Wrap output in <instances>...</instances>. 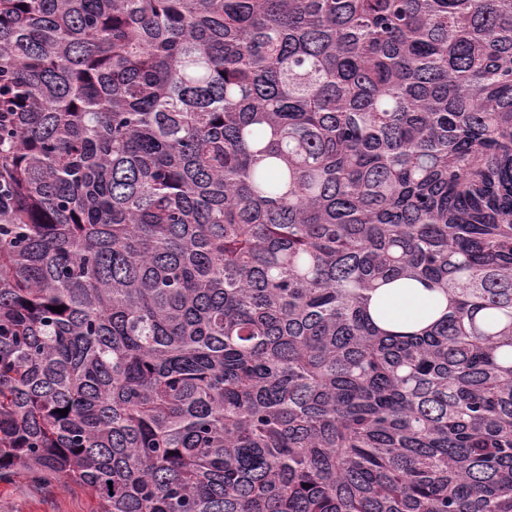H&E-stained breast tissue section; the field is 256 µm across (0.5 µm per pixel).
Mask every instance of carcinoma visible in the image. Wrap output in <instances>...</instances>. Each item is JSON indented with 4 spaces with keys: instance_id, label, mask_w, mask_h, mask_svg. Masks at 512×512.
Wrapping results in <instances>:
<instances>
[{
    "instance_id": "obj_1",
    "label": "carcinoma",
    "mask_w": 512,
    "mask_h": 512,
    "mask_svg": "<svg viewBox=\"0 0 512 512\" xmlns=\"http://www.w3.org/2000/svg\"><path fill=\"white\" fill-rule=\"evenodd\" d=\"M2 112L0 482L512 512V0H0ZM369 309L380 326L394 332L410 333L426 327L444 312L445 304L435 308L434 293L412 281L409 288L385 286L370 300ZM383 313V314H381Z\"/></svg>"
}]
</instances>
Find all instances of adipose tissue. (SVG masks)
I'll list each match as a JSON object with an SVG mask.
<instances>
[{"label":"adipose tissue","instance_id":"1","mask_svg":"<svg viewBox=\"0 0 512 512\" xmlns=\"http://www.w3.org/2000/svg\"><path fill=\"white\" fill-rule=\"evenodd\" d=\"M369 309L380 326L402 333L420 330L442 314L435 306L433 292L418 282L407 288L391 285L378 289Z\"/></svg>","mask_w":512,"mask_h":512}]
</instances>
